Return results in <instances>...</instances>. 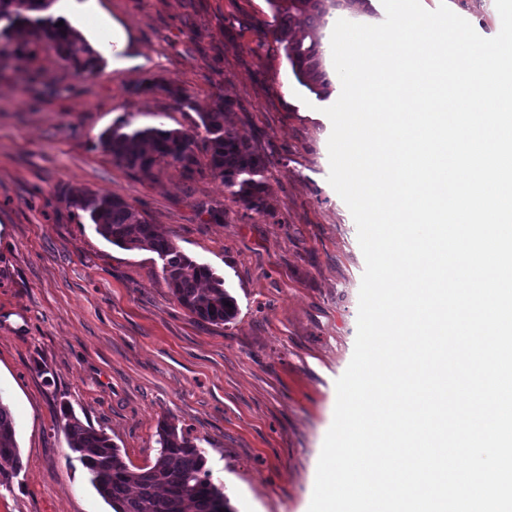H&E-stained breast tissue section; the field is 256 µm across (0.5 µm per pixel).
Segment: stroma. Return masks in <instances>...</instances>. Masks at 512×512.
Instances as JSON below:
<instances>
[{
    "label": "stroma",
    "instance_id": "35a3bbf8",
    "mask_svg": "<svg viewBox=\"0 0 512 512\" xmlns=\"http://www.w3.org/2000/svg\"><path fill=\"white\" fill-rule=\"evenodd\" d=\"M447 2L483 37L494 0ZM95 20L98 73L38 47L0 61V400L25 467L0 512H110L71 450L60 408L104 431L125 461H154L166 419L204 448L236 512H308L337 379L357 335L365 260L354 219L328 182L330 96L300 85L263 37L266 0H73ZM127 34L108 48V22ZM149 78L191 105L138 95ZM228 125L268 160L265 204L245 207L210 175L164 167L142 180L99 145L119 120L202 139L217 96ZM122 197L192 260L223 277L238 313L214 326L176 301L154 253L96 233L71 193ZM224 211L210 221L207 207Z\"/></svg>",
    "mask_w": 512,
    "mask_h": 512
}]
</instances>
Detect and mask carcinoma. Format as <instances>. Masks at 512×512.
Wrapping results in <instances>:
<instances>
[{"label": "carcinoma", "mask_w": 512, "mask_h": 512, "mask_svg": "<svg viewBox=\"0 0 512 512\" xmlns=\"http://www.w3.org/2000/svg\"><path fill=\"white\" fill-rule=\"evenodd\" d=\"M53 0H0V59L15 51L44 45L80 73L99 69L101 56L78 31L58 25L44 14ZM366 0H267L272 13L262 31L283 46L298 81L318 96L330 85L323 57L325 18L339 8H352ZM134 93H160L179 107L190 106L183 90L162 80H150ZM229 103L219 96L207 112L199 113L206 137L202 142L179 129H131L123 121L101 134L99 145L117 163L146 179L162 167L174 165L193 180L207 173L248 208L265 205L263 157L250 141L226 125ZM73 206L84 213L95 231L126 250H146L162 262L163 279L177 302L194 317L213 325L236 318L235 298L224 279L183 253L174 241L139 214L128 202L108 192L85 190L72 196ZM60 417L69 447L85 469L98 495L113 512H235L224 493V483L206 468L205 450L173 423L157 425L158 454L145 467H131L119 448L101 430L83 422L63 406ZM10 406L0 399V487L11 488L23 470Z\"/></svg>", "instance_id": "obj_1"}]
</instances>
